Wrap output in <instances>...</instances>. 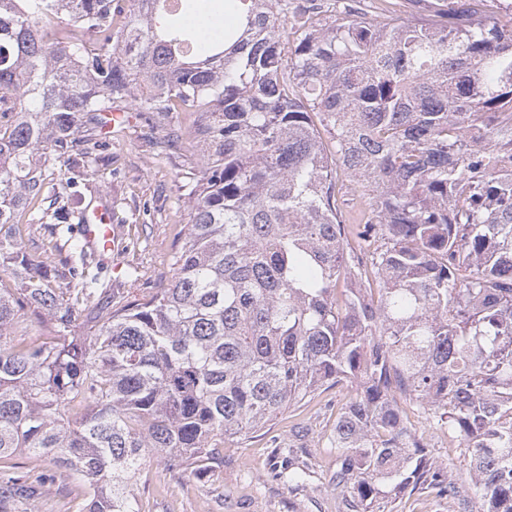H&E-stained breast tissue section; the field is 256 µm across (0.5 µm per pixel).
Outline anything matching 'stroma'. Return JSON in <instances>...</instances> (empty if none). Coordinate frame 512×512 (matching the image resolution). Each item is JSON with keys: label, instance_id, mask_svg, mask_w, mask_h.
I'll return each mask as SVG.
<instances>
[{"label": "stroma", "instance_id": "stroma-1", "mask_svg": "<svg viewBox=\"0 0 512 512\" xmlns=\"http://www.w3.org/2000/svg\"><path fill=\"white\" fill-rule=\"evenodd\" d=\"M190 115L173 112L161 119L135 113L129 127L106 145L111 164H98L74 176L66 158L55 159L62 178L76 177L85 206L107 204L112 222L121 229L125 249L118 264H103L107 279L124 277L141 266L140 288L154 287L159 274L170 270L177 248L176 233L188 221L184 196L203 161L199 144L185 141L166 148L163 131L186 127ZM351 385L328 390L300 409H288L257 436L224 444V462L213 474L174 479L162 464L152 463L134 488L145 512H349L331 484L336 454L328 444L336 413L352 393ZM404 419L426 445L430 457L448 468L459 488V502L417 492L388 502V512H465L472 481L463 449L436 429L427 412L409 399L399 402ZM306 469L308 479L291 489L278 477L287 467Z\"/></svg>", "mask_w": 512, "mask_h": 512}]
</instances>
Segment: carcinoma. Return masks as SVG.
Returning <instances> with one entry per match:
<instances>
[{
  "label": "carcinoma",
  "instance_id": "carcinoma-1",
  "mask_svg": "<svg viewBox=\"0 0 512 512\" xmlns=\"http://www.w3.org/2000/svg\"><path fill=\"white\" fill-rule=\"evenodd\" d=\"M203 9L234 15L205 46L182 22ZM125 109L192 113L203 150L146 291L52 208L81 198L51 154L90 167ZM343 382L337 493L458 499L404 396L464 447L475 512H512V4L0 0V512L23 454L76 512H142L151 458L201 474Z\"/></svg>",
  "mask_w": 512,
  "mask_h": 512
}]
</instances>
